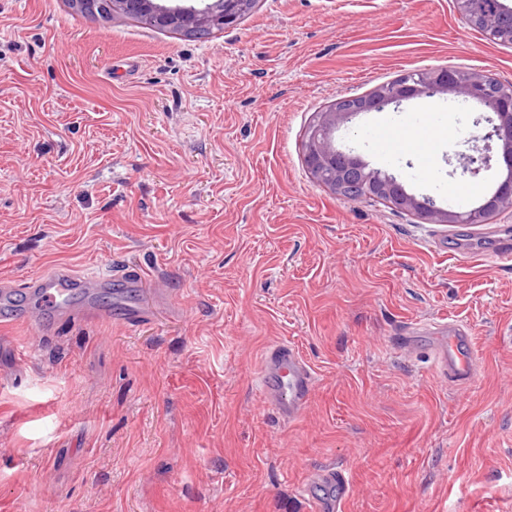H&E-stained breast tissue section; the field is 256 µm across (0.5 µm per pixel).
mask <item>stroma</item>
Masks as SVG:
<instances>
[{
    "label": "stroma",
    "instance_id": "stroma-1",
    "mask_svg": "<svg viewBox=\"0 0 512 512\" xmlns=\"http://www.w3.org/2000/svg\"><path fill=\"white\" fill-rule=\"evenodd\" d=\"M512 82V48L454 0H257L196 41L70 0H0V289L56 264L138 269L151 320L0 323V512H309L335 465L345 512H512V212L422 224L314 182L316 112L409 70ZM450 95L360 115L336 133L417 196L455 205L494 178L456 170ZM435 120L426 158L384 153ZM465 328L480 359L456 386L394 337ZM318 384L282 422L256 388L267 345ZM350 492L348 480L334 467L313 472L300 488L312 512H342Z\"/></svg>",
    "mask_w": 512,
    "mask_h": 512
}]
</instances>
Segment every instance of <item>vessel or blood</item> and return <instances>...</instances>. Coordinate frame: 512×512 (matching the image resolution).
<instances>
[{
	"mask_svg": "<svg viewBox=\"0 0 512 512\" xmlns=\"http://www.w3.org/2000/svg\"><path fill=\"white\" fill-rule=\"evenodd\" d=\"M137 275L109 271L79 274L65 265H57L27 280L37 309H62L73 294L90 286L108 288L119 283L133 286ZM399 348L412 351L429 347L443 375L459 383L474 379L479 360L471 336L458 325L446 324L431 336L397 337ZM317 387L312 367L299 351L285 343H275L263 355L258 389L265 406L287 423L298 420L309 407ZM351 488L336 468L313 472L302 484L300 493L311 512H343Z\"/></svg>",
	"mask_w": 512,
	"mask_h": 512,
	"instance_id": "1",
	"label": "vessel or blood"
}]
</instances>
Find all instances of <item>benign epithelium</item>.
<instances>
[{"label": "benign epithelium", "mask_w": 512, "mask_h": 512, "mask_svg": "<svg viewBox=\"0 0 512 512\" xmlns=\"http://www.w3.org/2000/svg\"><path fill=\"white\" fill-rule=\"evenodd\" d=\"M255 0H112V10L136 17L145 25L180 32L230 27ZM461 19L488 39L512 47V8L502 0L478 8L480 0H455ZM453 95L475 101L493 112L490 129L469 141L458 154L462 173L472 177L498 164L505 177L492 194L468 210L442 208L430 198L418 199L392 173L374 169L351 150L336 147L333 134L353 117L381 111L419 96ZM304 160L310 177L346 200L357 189L361 197L404 210L426 224H481L486 213L512 210V83L476 71L438 68L406 71L357 96H343L315 114L306 133Z\"/></svg>", "instance_id": "benign-epithelium-1"}]
</instances>
